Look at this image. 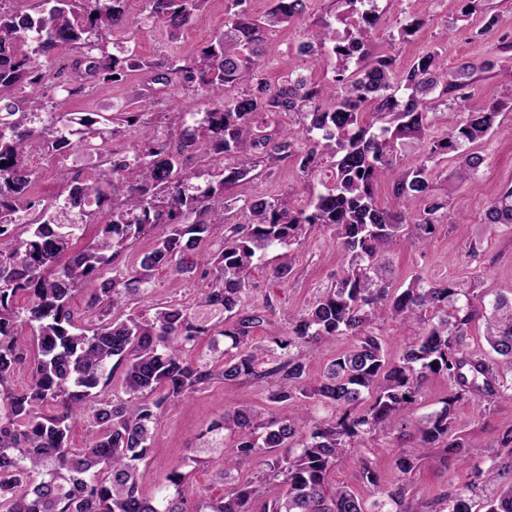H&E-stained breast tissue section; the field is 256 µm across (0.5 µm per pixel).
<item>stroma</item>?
<instances>
[{
  "label": "stroma",
  "instance_id": "1",
  "mask_svg": "<svg viewBox=\"0 0 512 512\" xmlns=\"http://www.w3.org/2000/svg\"><path fill=\"white\" fill-rule=\"evenodd\" d=\"M459 0H377L380 16L371 43L374 52L395 56L399 69H406L413 58L426 50H437L449 68L464 61H477L496 50L505 32V20L512 18V0H480L477 12L462 19ZM231 0H207L200 23L169 36L166 28L150 19H139L133 32L116 31L118 45L134 49L143 59L163 54L184 58L194 55L210 36L224 27ZM499 14L501 25L485 27V14ZM347 7L341 0H306V11L294 24L283 25L267 38V77L277 82L283 67H290L295 76L315 82L331 80L332 73L308 57L297 55L300 42L313 38L322 20L333 21L338 32H346ZM421 19L420 28L408 40H401L399 31L412 19ZM142 75L134 72L124 82L101 92L86 89L75 95L57 90L51 97L61 112H102L117 100L135 99L142 91ZM498 99L505 108L494 132L479 146L485 157L478 171L462 183H455V157L438 162L433 188L436 196L448 199L452 212L464 215L460 224L443 225L426 243L400 240L389 253L395 285H407L414 276L429 280L448 279L468 286L478 278L483 287L503 294L512 293V231L500 228L489 233L481 219L489 202L504 186L512 183V73L501 72L478 82L467 102L468 109L482 108L488 100ZM94 160L84 151L73 149L66 157L38 154L32 159L38 180L35 196L54 200L62 191L60 170L87 172ZM238 200L284 198L293 205H306L310 198V182L293 160L264 168L255 177L239 182L229 192ZM276 251H269L252 276L251 299L269 304L274 311L276 327L284 329L298 311L312 304L335 279L340 255L330 234L323 227L312 228L301 245L293 246L291 271L287 278L274 279ZM204 283L199 278L174 276L158 271L152 288L142 299L143 305L176 301L194 306L197 291ZM264 383L248 381L212 384L191 398L180 401L165 413L154 434V450L140 467L143 490H150L155 481L176 461L191 456L197 446L196 437L228 406L269 408L281 416L303 413L304 401L268 404ZM457 424L475 442L467 462L440 464L437 459L419 463L411 474L415 498L430 504L443 493L462 490L474 468L487 467L490 447L499 433L512 427V396L497 400L489 414L476 418L473 407L458 404Z\"/></svg>",
  "mask_w": 512,
  "mask_h": 512
}]
</instances>
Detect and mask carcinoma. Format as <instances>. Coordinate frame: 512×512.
<instances>
[{"label":"carcinoma","instance_id":"cac0c4a2","mask_svg":"<svg viewBox=\"0 0 512 512\" xmlns=\"http://www.w3.org/2000/svg\"><path fill=\"white\" fill-rule=\"evenodd\" d=\"M130 0H27L0 6V512H368L347 486L331 483L344 455L367 447L373 436L398 448L401 483L387 490L371 463L361 460L359 480L382 500L375 512H419L408 483L417 464L437 448L439 460L463 463L473 443L456 425L454 408L467 402L484 416L512 392V298L460 288L453 280L413 278L395 288L388 278L390 245L406 235L424 243L453 224L447 204L432 194L429 163L455 153L459 178L477 171L473 151L497 126L503 104L488 102L463 113L441 137L430 133L438 106L465 107L478 73L505 66L490 55L450 71L436 51L422 52L401 72L395 57L368 51L379 17L374 0H345L358 13L356 31L341 37L325 24L316 42L298 52L331 68L327 83L293 77L285 69L273 85L265 77V40L273 29L304 12L305 0H272L256 17L238 10L195 55L143 60L134 51L108 52L117 28L136 19ZM147 17L173 34L196 22L206 0H143ZM65 52L53 71L41 58ZM146 75V96L178 85L200 93L201 112L167 117L162 129L127 102L111 105V136L130 129L139 138L120 154L105 150L98 112H55L45 89L70 95L108 88L132 71ZM303 119L284 130L279 117ZM413 143L420 160L394 171L398 147ZM76 147L101 158L84 176L59 170L66 194L37 204L36 154L61 155ZM195 157L199 172L186 168ZM294 158L317 178L308 204L264 198L240 206L246 220L231 223L225 196L261 164ZM394 208L378 203V184L389 175ZM420 203L413 211L410 205ZM96 209H91V206ZM483 223L490 233L512 231V186L490 203ZM96 226L91 243L74 249L82 230ZM166 233L137 262L120 267L126 250L155 227ZM314 226L330 230L341 253L336 279L288 328L266 343L253 331L270 324L268 306L249 300L252 270L271 248L283 250L275 277L288 276L289 250ZM209 279L196 301L207 318L180 303H157L119 318L147 293L155 271ZM87 281L99 282L88 300L92 323L78 320L70 301ZM391 318L407 325L412 340L388 354L375 326ZM484 321V337L497 357L465 351L470 328ZM27 329L33 355L18 344ZM341 336L352 346L330 360L317 385L309 383L313 351ZM209 352L191 357L202 340ZM28 365V387L11 380ZM118 389L110 387L115 369ZM448 380L443 405L414 417L424 385ZM262 380L272 404L299 397L311 403L302 417L267 409L224 410L200 435V455H224V437L236 440L219 477L233 482L224 495L188 499V462L179 460L151 495L141 489L139 467L149 457L160 417L183 398L214 382ZM83 422L84 446L71 443ZM251 463L260 475L232 480ZM277 479L281 494L267 498L261 484ZM485 512H512V429L498 439L491 464L466 485L444 493L437 512H473V497L488 488Z\"/></svg>","mask_w":512,"mask_h":512}]
</instances>
